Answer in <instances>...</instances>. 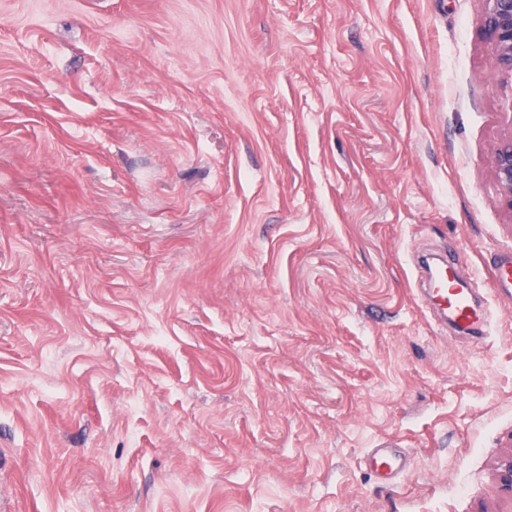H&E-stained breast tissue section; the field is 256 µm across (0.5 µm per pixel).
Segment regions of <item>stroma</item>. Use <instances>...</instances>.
<instances>
[{
  "mask_svg": "<svg viewBox=\"0 0 512 512\" xmlns=\"http://www.w3.org/2000/svg\"><path fill=\"white\" fill-rule=\"evenodd\" d=\"M483 11L0 0L9 512H512ZM444 250L486 339L424 301L414 258ZM370 465L386 479L396 478L405 471L404 459L392 448L376 450L370 458Z\"/></svg>",
  "mask_w": 512,
  "mask_h": 512,
  "instance_id": "stroma-1",
  "label": "stroma"
}]
</instances>
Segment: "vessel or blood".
I'll return each instance as SVG.
<instances>
[{"mask_svg": "<svg viewBox=\"0 0 512 512\" xmlns=\"http://www.w3.org/2000/svg\"><path fill=\"white\" fill-rule=\"evenodd\" d=\"M462 263V258L456 256L430 267L427 271L429 287L426 295L429 304L444 324L463 337L481 339L490 332L489 309L484 306L479 289L458 277L457 270ZM496 268L498 274L493 283L494 288L512 295L511 251L498 256ZM370 464L387 479L398 477L405 470L402 456L390 448L376 450L370 458Z\"/></svg>", "mask_w": 512, "mask_h": 512, "instance_id": "vessel-or-blood-1", "label": "vessel or blood"}]
</instances>
